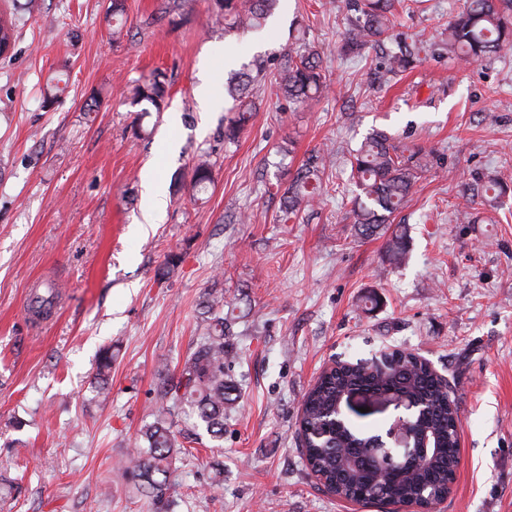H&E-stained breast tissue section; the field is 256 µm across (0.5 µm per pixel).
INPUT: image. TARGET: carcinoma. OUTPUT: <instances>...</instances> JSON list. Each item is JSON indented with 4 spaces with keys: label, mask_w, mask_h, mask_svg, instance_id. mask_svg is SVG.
Here are the masks:
<instances>
[{
    "label": "carcinoma",
    "mask_w": 512,
    "mask_h": 512,
    "mask_svg": "<svg viewBox=\"0 0 512 512\" xmlns=\"http://www.w3.org/2000/svg\"><path fill=\"white\" fill-rule=\"evenodd\" d=\"M196 0H162L148 16L147 26L167 21L176 26L189 16ZM212 13L224 21V35L239 30L260 32L267 28L280 7V0H209ZM400 0H351L354 16L348 20L344 49L357 51L380 41L391 28ZM448 55L466 64L512 54V0H467L465 7L448 22ZM418 61L408 51L392 53L386 71L404 72ZM265 60L255 57L237 78L224 84V97L238 103L224 124V143L238 142L251 118L252 87L264 79ZM274 81L288 105L298 108L318 98L327 88L323 52L301 38L282 56ZM168 78L157 69L134 87V99L146 104L143 111L162 112L168 105ZM350 176L358 189L351 221L362 237L390 234L386 257L405 263L408 241L404 232L390 231L395 217L410 201L422 175L437 166L434 153L421 147L405 150L394 137L373 129L348 159ZM216 162L203 153L195 157L190 171L177 184L192 197L213 183ZM331 160L312 153L297 169L280 193L279 221L286 224L311 209L322 195L325 170ZM463 195L481 201L495 211L504 204L512 188L495 180L473 177L462 184ZM208 316L200 336L178 373L166 375L159 388L153 421L140 431L120 476L132 490L148 498L155 512H170L174 504L171 474L185 444L196 440L201 427L214 440L224 438V414L240 398L236 381L226 371L229 350L224 337L231 333L234 312L224 311V291L211 294ZM114 355L112 346L103 348L96 367L97 392L109 393ZM392 393L412 406L408 416L411 444L421 461L385 465L374 456L378 435L367 434L339 413L350 393ZM181 408L195 422L173 430L172 412ZM299 436L306 466L321 474L326 492L359 502L418 501L424 497L438 503L450 493L460 464L457 406L452 387L444 376L421 363L411 352L394 350L384 360L369 365L348 363L324 371L305 393L299 415Z\"/></svg>",
    "instance_id": "carcinoma-1"
}]
</instances>
